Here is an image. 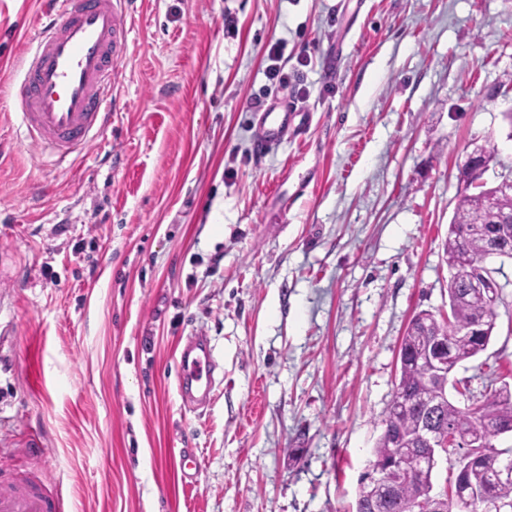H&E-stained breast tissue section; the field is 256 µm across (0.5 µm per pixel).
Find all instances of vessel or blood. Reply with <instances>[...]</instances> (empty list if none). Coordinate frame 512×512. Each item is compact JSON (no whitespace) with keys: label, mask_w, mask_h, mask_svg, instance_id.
I'll list each match as a JSON object with an SVG mask.
<instances>
[{"label":"vessel or blood","mask_w":512,"mask_h":512,"mask_svg":"<svg viewBox=\"0 0 512 512\" xmlns=\"http://www.w3.org/2000/svg\"><path fill=\"white\" fill-rule=\"evenodd\" d=\"M52 16L22 58L17 99L26 138L58 160L83 153L108 125L116 72L129 43L126 0H53ZM288 110L261 117L258 151L288 133ZM183 402L202 405L214 394V361L208 339L188 337L179 355ZM0 512H65L51 480L0 477Z\"/></svg>","instance_id":"vessel-or-blood-1"}]
</instances>
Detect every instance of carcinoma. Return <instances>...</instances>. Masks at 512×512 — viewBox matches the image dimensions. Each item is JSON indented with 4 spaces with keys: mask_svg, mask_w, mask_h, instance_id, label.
<instances>
[{
    "mask_svg": "<svg viewBox=\"0 0 512 512\" xmlns=\"http://www.w3.org/2000/svg\"><path fill=\"white\" fill-rule=\"evenodd\" d=\"M490 215L512 211V197L500 196L484 186L479 191L463 193L448 224L444 245L446 260L452 262L461 255L475 261L485 259L487 243L482 236L469 231L478 201ZM448 316L437 317L429 311L416 314L409 323L399 353V379L395 391H404L407 406L397 412L386 411L383 425L393 429L404 440L396 443L389 433L382 432L374 448L372 473L384 482L383 492L359 497L355 512H435L424 509L421 502L429 496L434 475L425 466L429 449L419 439L420 431L428 426L462 434L480 433L472 451L480 454L477 463L465 474L462 484L512 507V482H498L495 474L507 461H512V448L504 452L493 444L496 432L512 426V386L503 383L493 390L490 400L471 407L459 406L449 399L435 405L440 387L429 370L418 361L420 353L436 337H450V367L455 369L485 351L490 336H474L470 326L485 310L482 298L473 292L464 277L450 270L448 280ZM443 512H482L479 502L461 501L443 489Z\"/></svg>",
    "mask_w": 512,
    "mask_h": 512,
    "instance_id": "1",
    "label": "carcinoma"
}]
</instances>
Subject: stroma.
Segmentation results:
<instances>
[{
    "label": "stroma",
    "instance_id": "35a3bbf8",
    "mask_svg": "<svg viewBox=\"0 0 512 512\" xmlns=\"http://www.w3.org/2000/svg\"><path fill=\"white\" fill-rule=\"evenodd\" d=\"M40 2L0 0V473L68 512H355L408 325L448 311L467 148L494 149L484 182L512 167V0H130L112 124L61 165L16 113ZM490 266L496 328L455 372L481 402L512 370ZM193 334L203 407L177 391ZM288 105L280 111L271 110L263 112L261 117V131L256 142L257 150L267 151L275 146L288 134ZM178 391L181 400L202 405L214 394V361L208 339L202 335L188 337L179 355Z\"/></svg>",
    "mask_w": 512,
    "mask_h": 512
}]
</instances>
